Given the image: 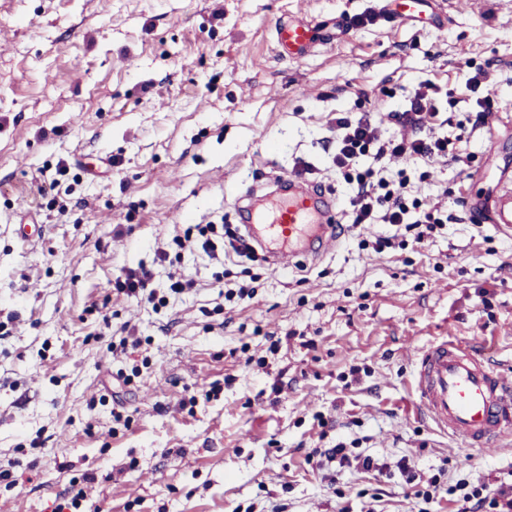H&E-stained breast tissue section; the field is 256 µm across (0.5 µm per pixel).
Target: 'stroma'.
Segmentation results:
<instances>
[{
	"instance_id": "1",
	"label": "stroma",
	"mask_w": 512,
	"mask_h": 512,
	"mask_svg": "<svg viewBox=\"0 0 512 512\" xmlns=\"http://www.w3.org/2000/svg\"><path fill=\"white\" fill-rule=\"evenodd\" d=\"M377 6L0 0V460H26L0 503L58 512L69 480L89 472L85 512H457L455 497L423 501L400 476H330L308 462L314 442L339 434L447 485L465 460L472 483H512V438L487 449L450 440L413 394L418 352L443 336L512 377V228L463 217L465 200L512 181V0H431L416 19L381 16L315 41L299 63L276 44L282 23ZM480 70L497 120L463 134ZM427 80L463 158L411 179L414 196L447 192L456 216L432 243L363 250L378 230L364 224L287 272L255 267L256 296L237 306L214 278L240 280L236 263L195 247L154 264L184 225L244 224L236 197L253 185L265 198L297 163L344 196L324 151L331 118L368 109L394 131L391 112ZM51 178L60 211L39 192ZM142 263L153 288L175 270L196 286L159 312L113 294L120 270ZM126 326L142 344L113 355ZM271 334L288 339L274 353ZM134 368L132 386L116 381ZM214 383L218 396L200 399ZM116 404L129 427L115 426Z\"/></svg>"
}]
</instances>
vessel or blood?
Wrapping results in <instances>:
<instances>
[{
  "instance_id": "obj_1",
  "label": "vessel or blood",
  "mask_w": 512,
  "mask_h": 512,
  "mask_svg": "<svg viewBox=\"0 0 512 512\" xmlns=\"http://www.w3.org/2000/svg\"><path fill=\"white\" fill-rule=\"evenodd\" d=\"M426 0H382V9L400 20L418 16ZM315 27L305 21L277 29L288 58L299 61L312 44ZM340 205L332 195L290 182L285 194L248 217L246 233L268 258L273 270L287 271L300 255L338 245ZM473 224L512 226V187L494 203L470 201ZM415 394L427 418L452 439L470 447L496 445L512 430V378L496 370L473 347L446 336L415 359Z\"/></svg>"
}]
</instances>
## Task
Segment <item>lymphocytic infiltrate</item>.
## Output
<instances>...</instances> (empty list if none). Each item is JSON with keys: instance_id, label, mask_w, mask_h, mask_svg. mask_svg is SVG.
Masks as SVG:
<instances>
[{"instance_id": "f902f5d3", "label": "lymphocytic infiltrate", "mask_w": 512, "mask_h": 512, "mask_svg": "<svg viewBox=\"0 0 512 512\" xmlns=\"http://www.w3.org/2000/svg\"><path fill=\"white\" fill-rule=\"evenodd\" d=\"M434 83H421L409 100L406 109L394 112L400 126L411 127L412 137L384 134L368 112H340L333 120L336 140L332 163L338 174L349 185L344 211L351 224H390L411 232L417 244H425L451 222L441 202L432 198H418L410 190V165L427 167L447 162L453 151L451 141L443 128L448 119L440 112ZM401 158L405 167L389 170L385 162ZM201 246L208 252L223 251L238 258L240 264L258 261L259 254L250 238L227 224H190L183 233L175 235L167 249L158 251L156 262L169 260L171 254L181 253L187 247ZM153 269L141 264L122 270L113 282L116 294L147 303L153 309L168 305L170 299L189 293L195 286L193 279L181 273H172L165 291L152 288ZM311 455L317 466L354 468L363 471L387 472L386 464L371 454L350 448L346 439H336L329 447L315 446ZM397 469L406 484H421L424 500L441 493L456 496L460 512H512V492H490L487 485H473L459 479L446 487L437 477L422 478L407 460H400Z\"/></svg>"}]
</instances>
